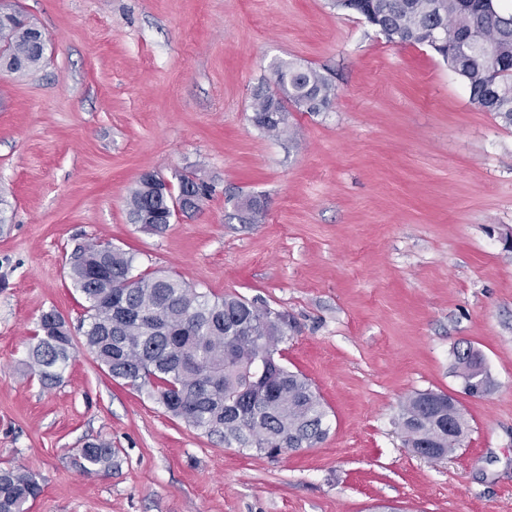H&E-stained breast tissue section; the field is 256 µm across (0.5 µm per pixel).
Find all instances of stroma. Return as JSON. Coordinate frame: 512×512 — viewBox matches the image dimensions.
<instances>
[{
	"label": "stroma",
	"instance_id": "obj_1",
	"mask_svg": "<svg viewBox=\"0 0 512 512\" xmlns=\"http://www.w3.org/2000/svg\"><path fill=\"white\" fill-rule=\"evenodd\" d=\"M48 42L0 69V465L34 472L30 512H512V126L423 45L387 43L332 0H5ZM276 61L335 86L277 136L251 117ZM195 172L212 195L156 234L130 223L143 172ZM254 198L251 217L242 204ZM287 311L279 349L327 411V437L271 460L224 446L115 381L82 347L74 248ZM78 347L56 386L23 365L41 315ZM494 381L465 394L455 347ZM458 400L447 458L413 453L407 398ZM110 441L105 476L70 457Z\"/></svg>",
	"mask_w": 512,
	"mask_h": 512
}]
</instances>
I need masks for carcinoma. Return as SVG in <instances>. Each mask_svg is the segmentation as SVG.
I'll return each mask as SVG.
<instances>
[{"instance_id": "obj_1", "label": "carcinoma", "mask_w": 512, "mask_h": 512, "mask_svg": "<svg viewBox=\"0 0 512 512\" xmlns=\"http://www.w3.org/2000/svg\"><path fill=\"white\" fill-rule=\"evenodd\" d=\"M336 6L367 19L387 42L426 45L439 53L466 83L473 104L512 125V12L499 0H336ZM26 18L15 11L0 16V53L25 70L35 69L42 55L30 41ZM276 90L254 98L252 122L265 133H281L288 112H317L316 102L332 101L335 86L312 67L293 63L272 67ZM176 195L167 189L135 188L128 201V218L146 214L164 217ZM89 241L73 253L71 280L86 307L80 321L83 345L114 380L146 390L165 412L226 446L255 451L276 459L312 436L326 438V412L311 384L280 366L271 373L272 393L252 398L259 374L254 361L261 353L276 354L285 340L288 322L276 323L274 310L238 295L193 293L170 275L143 273L126 289L129 314L119 317L97 300L101 289L87 278ZM120 283L134 271L135 254L119 247L100 256ZM73 338L39 324L30 338L24 365L40 383H59L73 357ZM482 356L473 347L454 350V368L464 387L483 382L477 370ZM421 420L417 396L402 408L399 424L409 448L419 434L435 441L441 457L460 447L440 422ZM112 443H85L73 455L83 475L112 470ZM41 493L36 475L16 467L0 468V512H26L25 505Z\"/></svg>"}]
</instances>
